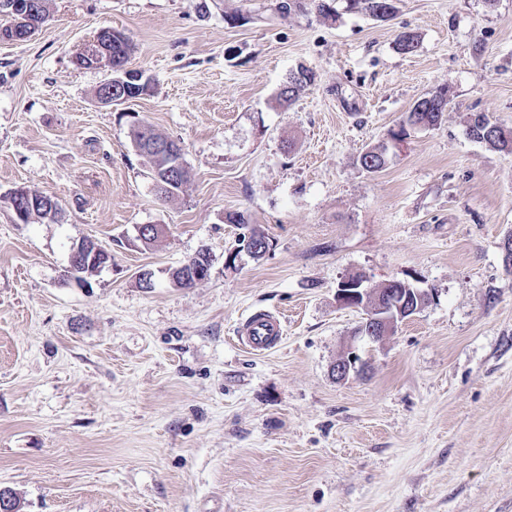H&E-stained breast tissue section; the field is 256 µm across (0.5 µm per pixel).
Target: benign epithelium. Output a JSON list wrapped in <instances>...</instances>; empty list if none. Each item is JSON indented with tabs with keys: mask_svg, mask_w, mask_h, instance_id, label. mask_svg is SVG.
<instances>
[{
	"mask_svg": "<svg viewBox=\"0 0 512 512\" xmlns=\"http://www.w3.org/2000/svg\"><path fill=\"white\" fill-rule=\"evenodd\" d=\"M1 8L8 10L14 22L0 28V41L25 42L42 24L41 4L37 0H3ZM125 40V36L112 29L98 33L92 43L86 45L74 57V64L85 69H99L106 72L105 79L97 88L96 98L103 105H120L150 91L151 79L142 73L116 70L112 66V43ZM180 175L179 161H171L165 168V177L157 182V190L172 189ZM11 203L17 220L25 224L31 217L54 218L55 201L40 199L27 189H17L11 195ZM160 224H140L136 227L137 239L147 245L163 234ZM112 253L93 240H85L72 247L69 265L65 270L66 279L87 286V280L98 275L111 265ZM211 258L206 253H197L185 263V276L181 284H196L208 276ZM336 298L340 305L364 311L362 330L354 339L377 343L389 335L398 324L420 313L433 299L431 288H410L399 281L386 280L378 285L368 284L364 277H351L339 285ZM363 361L350 347L348 352L333 365L336 379L344 380L359 373Z\"/></svg>",
	"mask_w": 512,
	"mask_h": 512,
	"instance_id": "7a95c632",
	"label": "benign epithelium"
}]
</instances>
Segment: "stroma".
Listing matches in <instances>:
<instances>
[{
    "instance_id": "stroma-1",
    "label": "stroma",
    "mask_w": 512,
    "mask_h": 512,
    "mask_svg": "<svg viewBox=\"0 0 512 512\" xmlns=\"http://www.w3.org/2000/svg\"><path fill=\"white\" fill-rule=\"evenodd\" d=\"M276 4L46 0L30 40L0 41V488L23 512H512V153L466 134L473 112L512 128V0L333 23ZM104 29L151 94L98 102L104 72L73 58ZM301 65L315 82L281 110ZM441 86V127L364 171ZM140 122L182 146L172 198L132 142ZM20 187L54 197L57 220L19 223ZM234 212L272 247L228 267ZM140 224L166 231L145 246ZM86 239L112 264L81 288L64 272ZM204 246L208 277L174 286ZM357 274L435 298L339 381L363 313L336 290ZM264 311L285 337L255 353L237 331ZM388 161V152L383 144L369 147L360 155V166L370 173H376L385 168Z\"/></svg>"
}]
</instances>
